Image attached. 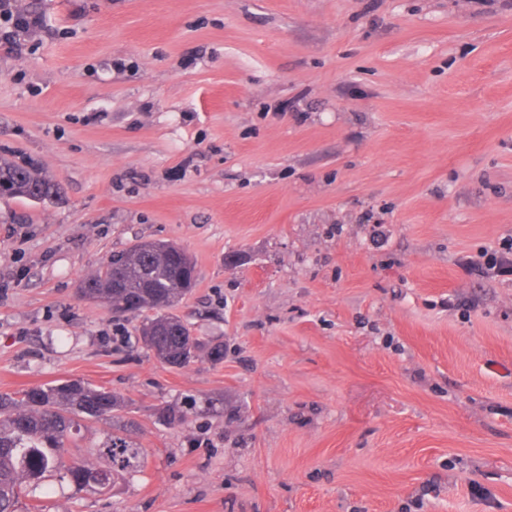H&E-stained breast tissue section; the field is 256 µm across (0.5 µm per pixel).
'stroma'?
Segmentation results:
<instances>
[{
  "instance_id": "35a3bbf8",
  "label": "stroma",
  "mask_w": 512,
  "mask_h": 512,
  "mask_svg": "<svg viewBox=\"0 0 512 512\" xmlns=\"http://www.w3.org/2000/svg\"><path fill=\"white\" fill-rule=\"evenodd\" d=\"M0 159V393L78 380L145 451L38 512H512V0H18ZM164 240L171 368L77 288ZM177 414L170 422L169 414ZM0 183L12 186V192L1 195V198H23L38 202L50 198L56 190L55 185L42 178L36 171L2 161L0 162Z\"/></svg>"
}]
</instances>
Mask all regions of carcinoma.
<instances>
[{
	"mask_svg": "<svg viewBox=\"0 0 512 512\" xmlns=\"http://www.w3.org/2000/svg\"><path fill=\"white\" fill-rule=\"evenodd\" d=\"M0 183L12 186L10 198L44 201L55 194V185L36 171L0 162ZM197 281L193 260L142 241L112 255L80 288L87 300H104L112 313L153 315L139 327V340L161 363L188 365L198 353L222 355L221 345L210 348L190 328L169 314ZM119 400L111 391L80 381L65 380L39 385L19 394H0V512H17L20 497L36 491L48 493V480L67 482L76 489H105L117 472H140L143 449L120 437H107L87 453L105 455L108 469L88 465L86 458L66 464L68 448L79 435L82 421L112 413Z\"/></svg>",
	"mask_w": 512,
	"mask_h": 512,
	"instance_id": "obj_1",
	"label": "carcinoma"
}]
</instances>
